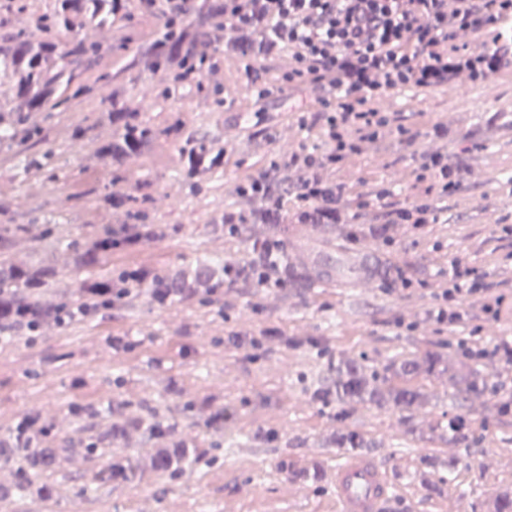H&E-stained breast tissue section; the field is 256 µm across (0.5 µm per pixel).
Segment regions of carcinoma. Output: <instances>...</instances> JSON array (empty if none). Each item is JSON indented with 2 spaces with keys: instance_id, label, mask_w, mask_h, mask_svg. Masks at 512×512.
I'll use <instances>...</instances> for the list:
<instances>
[{
  "instance_id": "1",
  "label": "carcinoma",
  "mask_w": 512,
  "mask_h": 512,
  "mask_svg": "<svg viewBox=\"0 0 512 512\" xmlns=\"http://www.w3.org/2000/svg\"><path fill=\"white\" fill-rule=\"evenodd\" d=\"M220 5L202 7L195 20V30L183 37L182 25L162 22L163 39L141 46L142 53L156 55L157 63L166 67L178 58L190 59L184 70L191 78L202 67L194 56L197 41H208L218 30ZM37 30L42 34L38 41H31L25 32L0 31V79H9L14 86V96L5 108L8 116L0 118V143L40 136V130L27 122L26 114L46 110H66L73 102L83 99L92 87L81 80L84 72L92 69L104 57L112 54V45L88 40L80 34L86 23L112 24V0H54L51 11L32 16ZM105 118L112 125V139L99 143L98 153L106 158L127 157L142 152L154 140L156 132L149 126L136 122L129 116L125 102L112 101ZM185 155L184 174L189 179L204 176L223 164L221 153L211 152L192 139L182 145ZM50 154L41 158L24 155L17 159V168L24 175L32 169L41 170L49 164ZM112 253V233L100 237L91 248L81 254L80 261L86 266ZM55 275L51 268L42 266L23 267L0 262V325L19 330L25 324L18 321L16 313L28 312L27 318L37 324L56 320L70 312L79 319L83 314L78 308L60 305L53 309L43 308L33 296ZM112 280H88L82 286L80 305L94 311L105 305L106 298L93 292L95 288H110ZM336 398L342 401L380 402V392L369 384L357 370L346 372L345 378L336 381ZM340 447L352 451L368 448L366 440L356 432L341 435Z\"/></svg>"
}]
</instances>
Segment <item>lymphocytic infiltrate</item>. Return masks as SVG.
Returning <instances> with one entry per match:
<instances>
[{"instance_id":"obj_1","label":"lymphocytic infiltrate","mask_w":512,"mask_h":512,"mask_svg":"<svg viewBox=\"0 0 512 512\" xmlns=\"http://www.w3.org/2000/svg\"><path fill=\"white\" fill-rule=\"evenodd\" d=\"M225 43L245 56L246 72L257 98L271 89L258 64L261 56L281 55V82L294 87L316 85L321 109L302 112L298 129L317 125L323 143L296 149L272 159L268 168L234 193L241 209L224 213V237L240 239L250 224H354L373 201L388 197V188L350 197L344 184L327 181L349 158L362 154L390 134L412 148L420 163L416 181L433 179L440 195L456 192L458 171L448 163L443 146L446 125H435L426 144L397 127L375 103L408 88H439L456 79L488 81L501 69L512 68V0H221ZM292 177L286 190L276 182L281 169ZM439 210L415 200L389 211L384 222L368 227L370 236L388 239L391 228L414 230L438 223ZM254 261L224 267V286L246 283L254 288H284L280 259L282 239L254 242ZM481 274L453 261L435 295L437 322L461 321L454 303L471 297L484 313L498 317L501 298L488 294Z\"/></svg>"}]
</instances>
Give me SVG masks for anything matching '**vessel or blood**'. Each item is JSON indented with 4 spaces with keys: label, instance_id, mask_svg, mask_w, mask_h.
Segmentation results:
<instances>
[{
    "label": "vessel or blood",
    "instance_id": "vessel-or-blood-1",
    "mask_svg": "<svg viewBox=\"0 0 512 512\" xmlns=\"http://www.w3.org/2000/svg\"><path fill=\"white\" fill-rule=\"evenodd\" d=\"M331 480L339 512H386L390 505L386 470L376 459H348Z\"/></svg>",
    "mask_w": 512,
    "mask_h": 512
}]
</instances>
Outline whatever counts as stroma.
<instances>
[{
	"mask_svg": "<svg viewBox=\"0 0 512 512\" xmlns=\"http://www.w3.org/2000/svg\"><path fill=\"white\" fill-rule=\"evenodd\" d=\"M153 18L131 14L121 28L92 26L87 37L125 42L102 81L68 112H36L43 140L0 150V225H20L0 243V260L49 264L55 277L42 289L49 305L80 300L89 278L142 266L174 285L220 278L225 263L250 262V243L279 236L306 249L312 265L288 259L287 289L237 286L224 296L172 297L151 290L76 322L49 324L35 336L0 347V512H336L329 473L349 459L337 436L354 430L390 474L394 512H490L497 492L512 489V366L482 358L481 348L512 338V74L485 84L391 94L382 111L402 125L448 126V152L470 167L464 188L438 199L439 223L424 231L398 228L392 244L361 236L358 225L253 224L247 240L224 239V212L237 205L235 183L264 171L287 146L300 112L319 109L310 85L279 89V63H264L274 91L257 99L245 61L227 50L218 82L155 84L122 71ZM127 100L137 121L153 126L152 147L122 164L96 150L112 135L100 120L113 96ZM83 127L74 146L67 128ZM223 149L211 178L182 175V141ZM53 150L48 170L20 177L15 155ZM407 151L384 143L352 157L332 180L354 191L388 186L390 203L425 197ZM107 193L120 205L100 206ZM164 228L161 238L113 251L92 267L72 262L74 248L136 216ZM335 257V278L318 264ZM461 261L485 273L503 303L485 320L478 303L463 302L464 320L431 315L442 270ZM409 287H402V280ZM375 375L388 392L406 389L404 407L342 402L331 389L349 368ZM476 372L482 390L456 392L453 374ZM464 417V430L448 422ZM32 417L53 431L54 455L38 477L52 496L16 493V474L40 442L17 447L12 431ZM142 420L139 428L130 427ZM166 427L152 436L146 422ZM203 453L173 475L149 466L167 439ZM122 458L134 479L94 481L100 466Z\"/></svg>",
	"mask_w": 512,
	"mask_h": 512,
	"instance_id": "1",
	"label": "stroma"
}]
</instances>
